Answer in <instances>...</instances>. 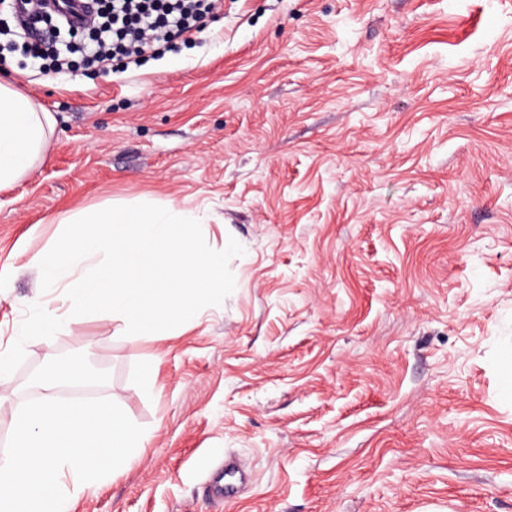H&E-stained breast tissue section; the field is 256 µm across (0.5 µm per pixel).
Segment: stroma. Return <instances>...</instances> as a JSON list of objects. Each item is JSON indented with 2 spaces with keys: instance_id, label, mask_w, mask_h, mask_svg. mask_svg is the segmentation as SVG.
<instances>
[{
  "instance_id": "stroma-1",
  "label": "stroma",
  "mask_w": 512,
  "mask_h": 512,
  "mask_svg": "<svg viewBox=\"0 0 512 512\" xmlns=\"http://www.w3.org/2000/svg\"><path fill=\"white\" fill-rule=\"evenodd\" d=\"M4 81L56 123L0 189V353L31 300L67 311L26 261L79 214L173 200L245 253L171 335L28 342L0 451L30 371L81 352L149 442L73 512H512V0H220L142 66L16 52Z\"/></svg>"
}]
</instances>
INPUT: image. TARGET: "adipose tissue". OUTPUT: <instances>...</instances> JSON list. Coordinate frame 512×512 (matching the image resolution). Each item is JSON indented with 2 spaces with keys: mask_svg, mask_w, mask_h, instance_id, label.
Returning <instances> with one entry per match:
<instances>
[{
  "mask_svg": "<svg viewBox=\"0 0 512 512\" xmlns=\"http://www.w3.org/2000/svg\"><path fill=\"white\" fill-rule=\"evenodd\" d=\"M52 113L38 108L10 84L0 83V186L26 175L54 131Z\"/></svg>",
  "mask_w": 512,
  "mask_h": 512,
  "instance_id": "obj_1",
  "label": "adipose tissue"
}]
</instances>
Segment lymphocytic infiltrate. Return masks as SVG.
<instances>
[{
  "label": "lymphocytic infiltrate",
  "mask_w": 512,
  "mask_h": 512,
  "mask_svg": "<svg viewBox=\"0 0 512 512\" xmlns=\"http://www.w3.org/2000/svg\"><path fill=\"white\" fill-rule=\"evenodd\" d=\"M95 29L69 24L70 39L56 38L24 45L25 54L43 68L61 71L71 56L89 67L107 68L119 59L140 65L144 55L171 50L175 39L191 40L205 30L216 0H93Z\"/></svg>",
  "instance_id": "1"
}]
</instances>
